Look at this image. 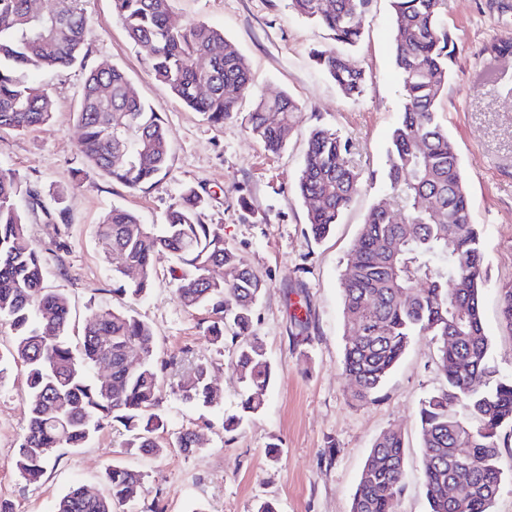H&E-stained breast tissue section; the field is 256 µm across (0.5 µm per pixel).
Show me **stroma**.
I'll return each mask as SVG.
<instances>
[{
  "label": "stroma",
  "instance_id": "obj_1",
  "mask_svg": "<svg viewBox=\"0 0 512 512\" xmlns=\"http://www.w3.org/2000/svg\"><path fill=\"white\" fill-rule=\"evenodd\" d=\"M87 61L49 77L53 117L26 132L0 130V166L15 170L52 202L64 190L67 251L52 246V226L31 217L32 243L43 249L45 285L64 293L71 307L69 335L82 336L99 309H133L153 330L158 356L189 350L211 366L221 402L210 409L164 388L159 412L165 436L190 430L200 451L170 450L153 458L127 452L124 428L112 424L85 447L56 449L40 482L21 479L14 468L27 423V387L15 366L0 376V501L11 512H52L75 485L101 490V475L114 463L141 471L146 495L119 512H256L262 500L278 512H350L359 476L373 442L388 430L405 443L403 490L396 512H427L416 412L439 389L437 344L416 337L374 401L352 403L353 383L342 369L343 317L340 278L371 206L385 196V161L401 110L394 66L390 0H372L362 17L361 42L350 49L366 74L362 99H346L310 60L313 48L331 47L325 31L294 14L288 0H172L173 25L204 23L223 30L246 58L251 90L238 115L221 125L207 122L158 84L148 68L149 51L133 44L112 14L111 0H84ZM448 30L457 43L452 75L440 101V119L456 144L474 221L482 229L486 286L481 313L491 361L512 374V333L500 318V291L512 287V55H491L492 43L512 37V0H448ZM122 69L134 93L160 112L172 144L168 173L154 186L132 191L105 177L73 183L82 169L74 114L87 65ZM285 93L302 107L284 148L264 149L246 127L260 96ZM335 129L351 144L349 160L364 185L333 232L315 241L307 205L297 191L312 128ZM187 188L205 200V223L220 227L225 246L265 279L254 327L272 367L262 409L243 417L236 431L225 419L240 415L241 387L232 368L236 346H216L210 318L185 309L172 291L165 254L154 262V284L145 299L129 304L112 292V262L96 243L101 215L118 205L145 224L162 223ZM247 207H240L239 198ZM278 456L269 459V444Z\"/></svg>",
  "mask_w": 512,
  "mask_h": 512
}]
</instances>
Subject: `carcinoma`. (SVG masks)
Here are the masks:
<instances>
[{"label": "carcinoma", "instance_id": "1", "mask_svg": "<svg viewBox=\"0 0 512 512\" xmlns=\"http://www.w3.org/2000/svg\"><path fill=\"white\" fill-rule=\"evenodd\" d=\"M82 0L60 4L36 19L29 0H0V129L24 132L48 122L53 104L40 82L27 74H50L84 62L87 17ZM171 0H112V13L129 39L153 46L154 79L208 122L221 125L236 116L241 95L250 90L246 59L218 28L198 23L170 26ZM370 0H289V8L352 47L361 38L359 17ZM394 63L400 77L402 112L391 135L385 179L388 194L404 218L396 220L386 202L372 206L342 275L344 326L362 336L346 338L343 371L356 381L351 399H376L380 387L416 336L437 340L439 369L446 386L422 400L417 410L423 448L428 512H491L502 473L497 467L503 429L512 428V375L491 364L490 343L481 317L486 281L480 228L474 223L458 153L438 120L457 45L446 25L448 0H390ZM357 18H352V15ZM315 68L346 98L364 95V70L334 49H314ZM207 82L201 96L197 85ZM117 67L89 70L77 123L84 177L106 176L130 190H143L167 174L171 156L165 123L152 107L127 93ZM300 106L283 94L259 98L248 115L250 134L276 153ZM123 152V160H113ZM349 143L327 127L311 130L298 181L308 204L312 237H326L359 194L363 175L347 160ZM204 199L185 189L161 224L140 222L114 206L97 224V243L112 257V293L137 303L154 281V259L167 253L177 299L188 309L211 314L210 340L231 336L234 370L245 393L242 412L263 407L271 366L254 331L255 307L267 287L224 236L203 222ZM41 212L54 228L52 244L67 249L60 225L65 211L52 208L40 192L0 167V319L14 330V345L0 363L12 362L25 375L27 427L19 440L15 470L37 483L61 447L81 448L90 437L118 421L128 432L129 451L161 456L175 447L185 454L201 449L192 431L164 443L165 422L157 412L162 373L151 327L130 310H98L86 323L79 351L66 340L70 305L66 295L47 290L42 251L28 240L29 215ZM219 266L224 276L215 278ZM501 321L512 332V288L500 293ZM140 362L126 363L129 352ZM103 366L105 376L90 371ZM187 400L215 406L220 395L209 366L194 364L178 385ZM471 467L459 470L461 451ZM404 443L387 431L373 443L353 495L350 512H394L401 492ZM106 493L72 487L54 512H116L144 492L142 473L108 464ZM453 496H448V486Z\"/></svg>", "mask_w": 512, "mask_h": 512}]
</instances>
